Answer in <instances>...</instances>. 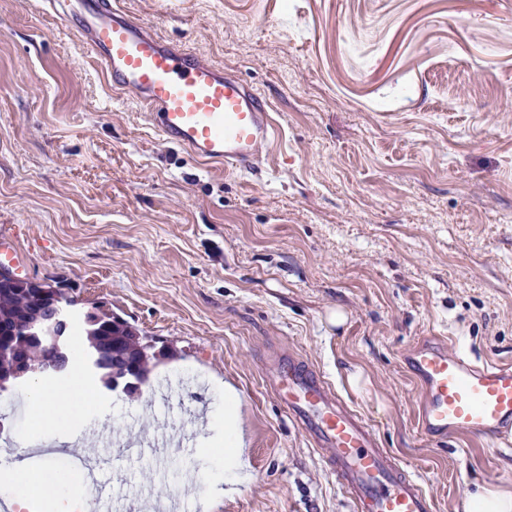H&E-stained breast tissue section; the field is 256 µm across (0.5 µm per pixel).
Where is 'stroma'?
Here are the masks:
<instances>
[{
    "label": "stroma",
    "instance_id": "35a3bbf8",
    "mask_svg": "<svg viewBox=\"0 0 512 512\" xmlns=\"http://www.w3.org/2000/svg\"><path fill=\"white\" fill-rule=\"evenodd\" d=\"M256 86L278 129L239 176L166 143L41 0H0V225L24 275L168 346L113 404L102 482L180 512H353L266 390L265 351L311 361L435 500L512 488V452L414 426L400 357L443 336L512 363V0H117ZM347 313L329 323L330 309ZM369 377L352 391L349 371ZM239 397L246 478L209 508L189 482L213 385ZM175 431L164 460L124 449Z\"/></svg>",
    "mask_w": 512,
    "mask_h": 512
}]
</instances>
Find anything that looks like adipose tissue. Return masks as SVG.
Returning <instances> with one entry per match:
<instances>
[{
  "label": "adipose tissue",
  "instance_id": "obj_1",
  "mask_svg": "<svg viewBox=\"0 0 512 512\" xmlns=\"http://www.w3.org/2000/svg\"><path fill=\"white\" fill-rule=\"evenodd\" d=\"M26 394L33 409L45 421L62 425L69 420L94 421L103 425L111 423L110 403L101 401L83 382L79 370H72L70 379L62 385L48 387L30 381ZM237 394L232 386L224 388V412L217 424L222 429V447L203 451L209 468L223 471L227 491H234L238 475L244 467L242 434L236 423ZM31 441L29 434H22L16 448V462L0 472V493L12 497L20 512H28L32 498L50 499L52 512H75L78 499L69 485V476L52 466L42 469H24L20 458L27 452ZM461 512H512V489L489 485H476L465 492L459 502Z\"/></svg>",
  "mask_w": 512,
  "mask_h": 512
}]
</instances>
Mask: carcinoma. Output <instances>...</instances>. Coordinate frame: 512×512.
<instances>
[{"instance_id": "carcinoma-1", "label": "carcinoma", "mask_w": 512, "mask_h": 512, "mask_svg": "<svg viewBox=\"0 0 512 512\" xmlns=\"http://www.w3.org/2000/svg\"><path fill=\"white\" fill-rule=\"evenodd\" d=\"M59 303L70 311L71 321L82 327L87 345L80 353V361L88 362L103 387L121 391L129 396L144 382L147 365L154 354V345L140 341L138 333L128 321H119V315L100 310L91 316L77 317L76 306L63 291H58ZM45 307L44 300L32 288H0V324L22 326L36 319ZM17 351L38 366L43 373L63 377L68 374L75 356L74 348L62 342L61 356H56L36 338L18 341ZM138 362V370H129L131 362Z\"/></svg>"}]
</instances>
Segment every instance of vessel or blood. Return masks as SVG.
Returning <instances> with one entry per match:
<instances>
[{
	"instance_id": "vessel-or-blood-1",
	"label": "vessel or blood",
	"mask_w": 512,
	"mask_h": 512,
	"mask_svg": "<svg viewBox=\"0 0 512 512\" xmlns=\"http://www.w3.org/2000/svg\"><path fill=\"white\" fill-rule=\"evenodd\" d=\"M112 84L133 94L162 139L203 162L249 172L274 141L271 107L254 86L165 40L114 0H45ZM418 386L416 428L440 442L465 434L512 447V364L483 363L421 340L401 355ZM266 386L323 452L355 512H435L432 497L370 425L296 352L273 357Z\"/></svg>"
}]
</instances>
